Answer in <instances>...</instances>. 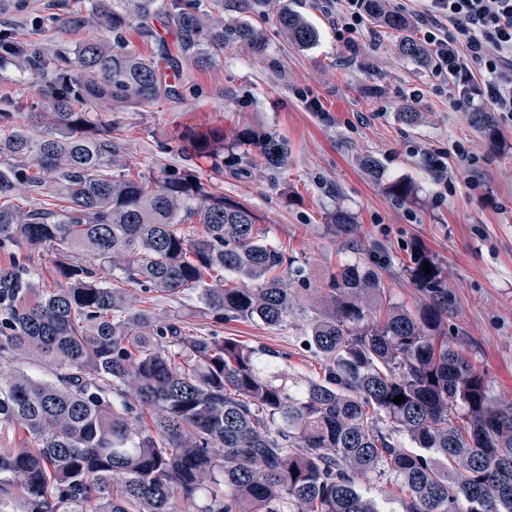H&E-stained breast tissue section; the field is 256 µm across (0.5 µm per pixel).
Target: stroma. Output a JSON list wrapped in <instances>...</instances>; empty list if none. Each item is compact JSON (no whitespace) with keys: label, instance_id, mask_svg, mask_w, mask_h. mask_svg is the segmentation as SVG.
Wrapping results in <instances>:
<instances>
[{"label":"stroma","instance_id":"obj_1","mask_svg":"<svg viewBox=\"0 0 512 512\" xmlns=\"http://www.w3.org/2000/svg\"><path fill=\"white\" fill-rule=\"evenodd\" d=\"M71 2L22 0L1 8L0 30L23 44L42 42L51 52L104 39L90 18L78 32L37 36L33 19L65 12ZM205 2L210 15L262 31L265 51L258 56L229 48L205 69L183 61L181 99L148 112L115 108L124 170L154 176L164 169L196 171L256 214L267 242L294 257L306 289L298 294L300 313L279 328L256 320L218 324L182 296L150 303V310L180 319L189 330L257 348L262 365L281 374L287 387L300 388L321 372L303 344L304 314L312 309L308 289L320 287L338 264H367L378 253L385 258L380 278L387 298L415 307L423 296L405 268L416 241L439 261L466 354L486 375L492 396L512 399V120L498 119L503 136L489 146L471 126L468 109H455L435 91L430 65L401 59L397 34L374 21L356 33L354 51L337 39L314 0ZM284 9L304 14L317 28L313 48H295L278 34L272 18ZM312 98L318 109L309 107ZM405 111L419 113L418 122L404 124ZM189 127L222 128L228 144L246 127L271 133L287 144L288 165L279 173L244 169L228 156L216 171L210 160L181 152L179 137ZM368 155L380 163L382 178L363 168ZM401 178L416 186L414 203L389 195L388 183ZM339 207L355 224L352 241L329 224Z\"/></svg>","mask_w":512,"mask_h":512}]
</instances>
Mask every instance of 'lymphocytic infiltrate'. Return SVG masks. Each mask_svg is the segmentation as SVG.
Listing matches in <instances>:
<instances>
[{
  "label": "lymphocytic infiltrate",
  "mask_w": 512,
  "mask_h": 512,
  "mask_svg": "<svg viewBox=\"0 0 512 512\" xmlns=\"http://www.w3.org/2000/svg\"><path fill=\"white\" fill-rule=\"evenodd\" d=\"M333 21L337 39L353 44L367 13L366 0H317ZM410 13L417 35L430 47L432 76L449 100H481L512 117V0H423Z\"/></svg>",
  "instance_id": "f902f5d3"
}]
</instances>
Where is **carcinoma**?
I'll return each mask as SVG.
<instances>
[{"label": "carcinoma", "instance_id": "cac0c4a2", "mask_svg": "<svg viewBox=\"0 0 512 512\" xmlns=\"http://www.w3.org/2000/svg\"><path fill=\"white\" fill-rule=\"evenodd\" d=\"M76 2L70 16L34 26L67 32L88 14L112 39L46 54L0 33V57L37 93L26 124L19 102L0 96V253L11 257L0 267V433L26 434L0 448V512H176L177 497L195 512H380L357 489L365 475L394 476L404 512H512V400L491 397L463 353L447 283L423 245L406 268L424 296L413 310L384 297L378 262L342 264L314 289L306 345L324 374L292 393L263 374L256 350L188 334L112 286L118 270L143 301L193 297L217 323L279 327L296 313L294 260L262 241L254 212L189 170L126 175L112 139L118 122L100 114L105 104L150 108L182 95L156 58L130 47L131 26L152 40L166 16L175 67L187 57L205 67L229 41L260 55L262 34L243 22L204 26L201 0ZM369 9L406 31L384 0ZM274 25L299 49L318 40L293 11ZM397 50L415 62L428 55L410 37ZM469 122L498 143L491 113L476 110ZM181 149L219 170L224 131L187 130ZM234 149L249 165L258 153L273 172L288 163L280 140L250 128ZM21 187L44 206L8 204ZM389 192L403 203L415 186L398 181ZM330 222L351 237L346 211ZM35 253L54 264L56 287L34 273ZM42 362L52 379L22 368Z\"/></svg>", "mask_w": 512, "mask_h": 512}]
</instances>
